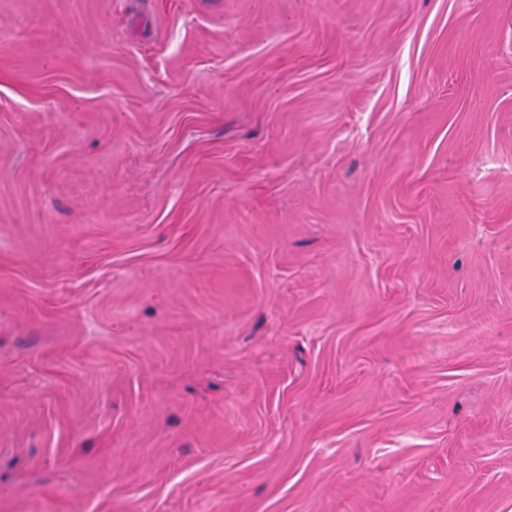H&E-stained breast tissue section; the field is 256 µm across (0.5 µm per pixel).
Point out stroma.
<instances>
[{
	"label": "stroma",
	"mask_w": 512,
	"mask_h": 512,
	"mask_svg": "<svg viewBox=\"0 0 512 512\" xmlns=\"http://www.w3.org/2000/svg\"><path fill=\"white\" fill-rule=\"evenodd\" d=\"M0 512H512V0H0Z\"/></svg>",
	"instance_id": "1"
}]
</instances>
